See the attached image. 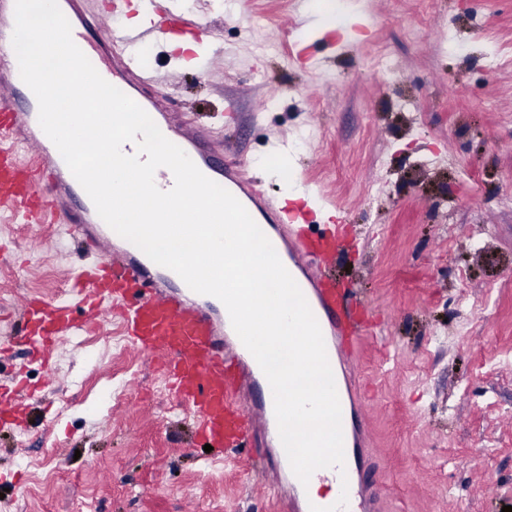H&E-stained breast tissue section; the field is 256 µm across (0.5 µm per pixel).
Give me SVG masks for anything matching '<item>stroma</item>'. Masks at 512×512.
Returning <instances> with one entry per match:
<instances>
[{
  "label": "stroma",
  "mask_w": 512,
  "mask_h": 512,
  "mask_svg": "<svg viewBox=\"0 0 512 512\" xmlns=\"http://www.w3.org/2000/svg\"><path fill=\"white\" fill-rule=\"evenodd\" d=\"M219 51L184 68L167 47L146 63L187 117L223 125L224 150L274 202L291 167L311 192L291 204L312 233L337 225L333 268L360 288L381 341L362 350L375 414L369 453L381 512H501L512 506V0H350L349 28L304 0H180ZM455 25L462 48L437 39ZM270 99L264 112L253 99ZM238 117L227 121V107ZM0 285L66 296L82 257L58 225L32 237L0 208ZM120 321L93 348L63 339L55 371L0 352V384L24 373L26 427L0 426V512H284L206 453L147 356L116 360ZM185 454H176V447ZM57 465L35 483V462Z\"/></svg>",
  "instance_id": "obj_1"
}]
</instances>
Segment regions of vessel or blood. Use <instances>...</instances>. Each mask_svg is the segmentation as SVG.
<instances>
[{"mask_svg":"<svg viewBox=\"0 0 512 512\" xmlns=\"http://www.w3.org/2000/svg\"><path fill=\"white\" fill-rule=\"evenodd\" d=\"M58 5L71 24L74 43L99 74L141 106L205 176L231 192L277 254L286 256L285 267L320 325L337 374L344 457L349 461L345 468H321L314 476L346 478L347 503L339 512H359L367 486L351 463L362 459L369 435L368 399L355 353L370 329L355 315L362 303L356 289L337 284L318 265L342 247L341 238L333 233L309 238L296 213L274 208L238 162L219 159L211 126L187 120L172 97L152 93L155 77L141 50L174 34L177 13L162 11L159 0H138L140 22L126 27L112 10L87 13L84 0H58ZM14 7L15 0H0V200L12 203L25 223L61 224L91 258L80 273L85 290L78 302L20 299V308L34 324L32 343L51 358L58 334H74L99 322L102 304H109L124 319L131 347L157 358L174 400L193 411L201 436L237 461L252 463L267 456L274 484L288 490L289 512H310V500L298 498L305 487L279 437L271 386L233 330L223 303L177 283L174 271L116 234L40 127L37 99L20 78L12 46Z\"/></svg>","mask_w":512,"mask_h":512,"instance_id":"obj_1","label":"vessel or blood"}]
</instances>
